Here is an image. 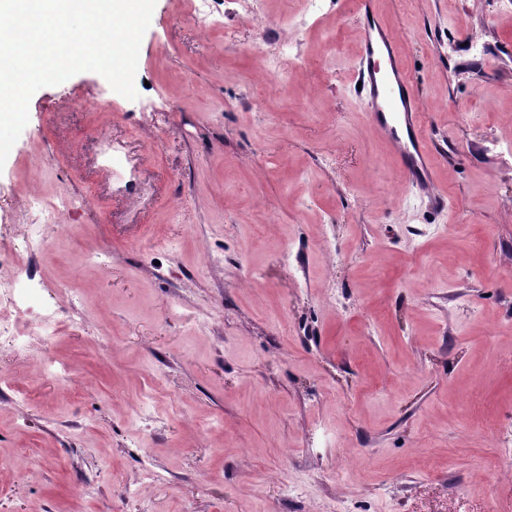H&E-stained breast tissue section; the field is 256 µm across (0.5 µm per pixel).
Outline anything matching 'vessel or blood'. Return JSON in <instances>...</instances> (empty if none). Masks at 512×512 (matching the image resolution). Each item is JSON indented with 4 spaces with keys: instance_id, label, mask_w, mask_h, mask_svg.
Here are the masks:
<instances>
[{
    "instance_id": "obj_1",
    "label": "vessel or blood",
    "mask_w": 512,
    "mask_h": 512,
    "mask_svg": "<svg viewBox=\"0 0 512 512\" xmlns=\"http://www.w3.org/2000/svg\"><path fill=\"white\" fill-rule=\"evenodd\" d=\"M360 28L355 79L369 123L384 140L402 183L444 209L445 192L436 188L438 159L409 74L400 41L378 8V0H356Z\"/></svg>"
}]
</instances>
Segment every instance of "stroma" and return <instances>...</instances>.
<instances>
[{
    "label": "stroma",
    "mask_w": 512,
    "mask_h": 512,
    "mask_svg": "<svg viewBox=\"0 0 512 512\" xmlns=\"http://www.w3.org/2000/svg\"><path fill=\"white\" fill-rule=\"evenodd\" d=\"M184 4L156 0L137 99L42 87L0 167L1 255L25 194L80 201L27 262L70 327L0 346V512H512V6L380 0L436 210L356 97L352 0H215L211 32Z\"/></svg>",
    "instance_id": "1"
}]
</instances>
